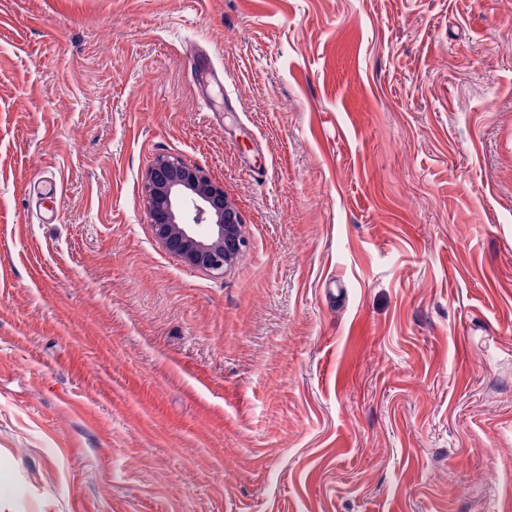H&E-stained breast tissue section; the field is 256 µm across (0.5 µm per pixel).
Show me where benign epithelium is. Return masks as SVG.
<instances>
[{"label": "benign epithelium", "instance_id": "7a95c632", "mask_svg": "<svg viewBox=\"0 0 512 512\" xmlns=\"http://www.w3.org/2000/svg\"><path fill=\"white\" fill-rule=\"evenodd\" d=\"M145 193L156 239L186 264L222 275L246 249L240 213L201 167L159 156L147 170Z\"/></svg>", "mask_w": 512, "mask_h": 512}]
</instances>
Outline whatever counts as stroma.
I'll use <instances>...</instances> for the list:
<instances>
[{
  "label": "stroma",
  "mask_w": 512,
  "mask_h": 512,
  "mask_svg": "<svg viewBox=\"0 0 512 512\" xmlns=\"http://www.w3.org/2000/svg\"><path fill=\"white\" fill-rule=\"evenodd\" d=\"M0 512H512V0H0ZM145 193L156 239L186 264L223 275L246 249L240 213L201 167L159 156L147 170Z\"/></svg>",
  "instance_id": "1"
}]
</instances>
